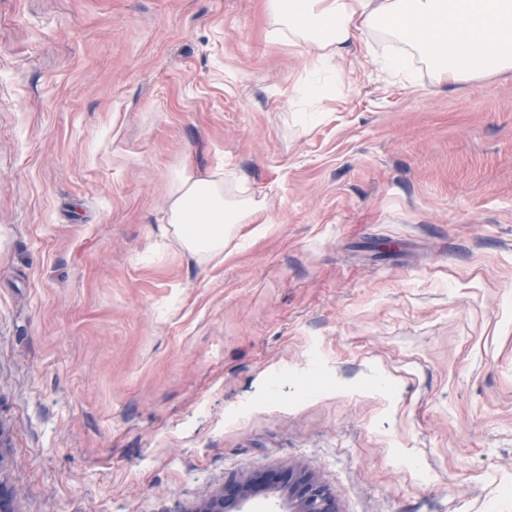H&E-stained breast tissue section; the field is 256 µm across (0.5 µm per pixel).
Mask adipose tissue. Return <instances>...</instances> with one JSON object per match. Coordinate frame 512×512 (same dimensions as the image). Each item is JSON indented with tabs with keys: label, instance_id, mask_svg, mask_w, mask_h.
Instances as JSON below:
<instances>
[{
	"label": "adipose tissue",
	"instance_id": "obj_1",
	"mask_svg": "<svg viewBox=\"0 0 512 512\" xmlns=\"http://www.w3.org/2000/svg\"><path fill=\"white\" fill-rule=\"evenodd\" d=\"M267 10L307 50L302 93L310 103L322 100L321 74L332 60L348 59L372 35L399 45L381 60L396 73L408 74L415 61L448 84L512 72V0H267ZM263 207L230 193L223 168L185 167L171 184L160 232L206 263L223 256L234 225L251 223Z\"/></svg>",
	"mask_w": 512,
	"mask_h": 512
}]
</instances>
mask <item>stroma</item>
<instances>
[{
  "mask_svg": "<svg viewBox=\"0 0 512 512\" xmlns=\"http://www.w3.org/2000/svg\"><path fill=\"white\" fill-rule=\"evenodd\" d=\"M358 50L299 94L265 0H0V479L16 512H512V74ZM266 199L224 259L172 178ZM227 181L220 167L205 172L184 167L169 190L161 235L203 263L222 258L234 224L251 223L265 206L263 200L231 194ZM294 491L304 505L305 512H336V502L331 492L323 485L311 480H297ZM250 487L248 484L234 483L224 488V493L214 499L205 510L199 512L240 511L239 505L245 501Z\"/></svg>",
  "mask_w": 512,
  "mask_h": 512,
  "instance_id": "stroma-1",
  "label": "stroma"
}]
</instances>
